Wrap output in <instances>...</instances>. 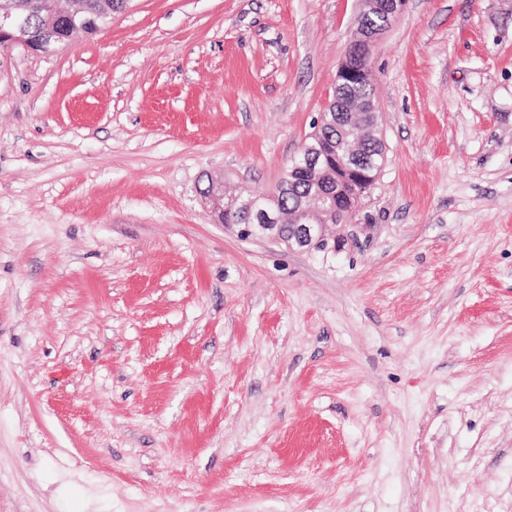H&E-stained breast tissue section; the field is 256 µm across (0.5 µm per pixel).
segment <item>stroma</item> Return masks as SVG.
<instances>
[{
	"label": "stroma",
	"mask_w": 512,
	"mask_h": 512,
	"mask_svg": "<svg viewBox=\"0 0 512 512\" xmlns=\"http://www.w3.org/2000/svg\"><path fill=\"white\" fill-rule=\"evenodd\" d=\"M358 0H130L0 46V512H512V0H406L386 160L335 234L276 192ZM345 169L352 179L361 182H345L343 184L344 192H341L340 195L347 202L348 197L346 194L360 197L369 190L372 184L368 186L363 184L371 176L363 159L358 154L349 156ZM207 179L209 190L205 197L210 204L212 212L217 214L224 212V216L223 214L218 215V219L222 221V224H247L257 221L259 224H247V230L254 237L271 238L285 244L288 248L310 250L321 242L328 243L332 240L336 243V237L331 238L328 232L329 227L343 224L344 221H341V219L343 220L346 216L348 217L354 206L351 201L343 204L342 211L336 206V195L338 194L336 191V181L331 179L326 191L332 195L336 209L335 214H331L329 224L327 218L324 217L326 212L316 204L296 207L304 203L307 197L302 171H298L294 183L281 182L277 193L272 197H268L285 209L296 207L290 211L283 210L280 207L274 209L259 208L258 199L250 194L240 190H227L224 186L223 175H211ZM226 208H235L242 217L246 218L247 223L235 210H226ZM283 224H289L288 228L291 230L288 233L287 227L283 229L284 234L288 233L287 237L281 234Z\"/></svg>",
	"instance_id": "obj_1"
}]
</instances>
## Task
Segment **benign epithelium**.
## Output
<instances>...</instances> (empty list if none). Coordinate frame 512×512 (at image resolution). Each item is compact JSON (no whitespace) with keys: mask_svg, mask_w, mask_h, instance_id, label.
Returning <instances> with one entry per match:
<instances>
[{"mask_svg":"<svg viewBox=\"0 0 512 512\" xmlns=\"http://www.w3.org/2000/svg\"><path fill=\"white\" fill-rule=\"evenodd\" d=\"M361 9L357 17L356 29L350 41L348 54L370 57L378 36L401 12L405 0H359ZM382 17L383 25H372L370 19ZM66 18L73 28L79 29L89 21L88 10L82 0H74L73 7L67 10ZM0 40L8 44H21L31 50L51 51L54 35L39 33L18 20L16 13L8 7H0ZM360 70L342 65L336 74V89L341 94L336 97V111L324 112L317 121V127L333 126L341 130L342 136L355 137L371 144L380 155H385V144L378 135V106L374 95L365 97L349 96L345 91L358 85ZM324 145L316 141L304 144L305 172L313 197L323 196L328 177L322 165ZM345 169L348 175L361 183L370 179L369 171L359 155L349 156ZM206 198L211 210L224 212L226 208L236 209L249 225L247 230L255 237L271 238L290 248L310 250L315 245L331 241L330 224L324 217L325 211L316 205L300 206L290 211L280 207L264 209L258 207V199L241 191H229L224 186L223 176L208 177ZM288 225V236L281 234L283 225Z\"/></svg>","mask_w":512,"mask_h":512,"instance_id":"benign-epithelium-1","label":"benign epithelium"}]
</instances>
